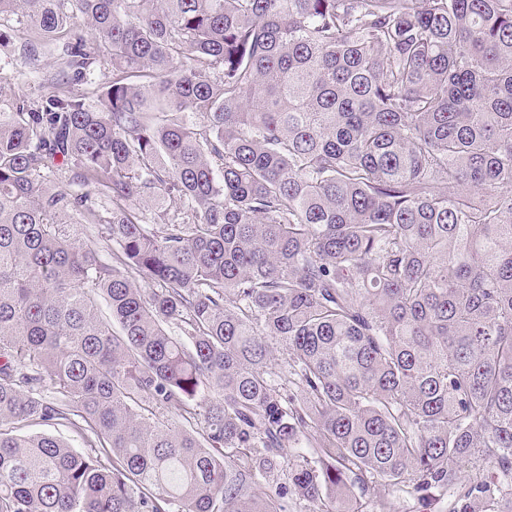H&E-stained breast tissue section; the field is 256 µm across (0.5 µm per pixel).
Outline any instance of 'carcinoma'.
Instances as JSON below:
<instances>
[{"label": "carcinoma", "instance_id": "carcinoma-1", "mask_svg": "<svg viewBox=\"0 0 512 512\" xmlns=\"http://www.w3.org/2000/svg\"><path fill=\"white\" fill-rule=\"evenodd\" d=\"M16 24L48 92L0 81V512H363L374 479L512 512V0ZM59 421L82 449L19 434Z\"/></svg>", "mask_w": 512, "mask_h": 512}]
</instances>
